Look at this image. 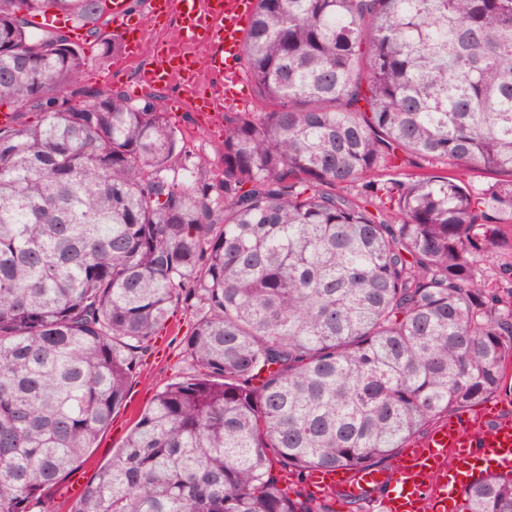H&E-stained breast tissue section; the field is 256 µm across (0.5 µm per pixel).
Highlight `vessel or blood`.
Returning a JSON list of instances; mask_svg holds the SVG:
<instances>
[{
  "label": "vessel or blood",
  "instance_id": "vessel-or-blood-1",
  "mask_svg": "<svg viewBox=\"0 0 512 512\" xmlns=\"http://www.w3.org/2000/svg\"><path fill=\"white\" fill-rule=\"evenodd\" d=\"M253 11L252 0H151L156 16L177 14V39L156 45L155 66L145 76L148 88L180 84L194 95L197 62L190 49L202 41L220 50L206 68L218 77L222 92L240 80L239 61ZM128 0H112L114 32L131 43L138 31L128 16ZM512 470V419L483 427L458 415L441 421L404 450L392 468L313 471L306 488L318 498L333 495L348 501L377 499L381 512H456L461 491L487 472Z\"/></svg>",
  "mask_w": 512,
  "mask_h": 512
}]
</instances>
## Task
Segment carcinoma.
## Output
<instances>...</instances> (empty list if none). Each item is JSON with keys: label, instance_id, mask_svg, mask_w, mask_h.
Here are the masks:
<instances>
[{"label": "carcinoma", "instance_id": "obj_1", "mask_svg": "<svg viewBox=\"0 0 512 512\" xmlns=\"http://www.w3.org/2000/svg\"><path fill=\"white\" fill-rule=\"evenodd\" d=\"M55 13L96 38L110 7L0 0V512H57L181 301L194 373L72 512H333L270 456L299 479L373 467L503 390L512 0H256L265 111L224 113L219 179L159 95L81 93L119 45L91 58L33 22ZM460 512H512V477Z\"/></svg>", "mask_w": 512, "mask_h": 512}]
</instances>
